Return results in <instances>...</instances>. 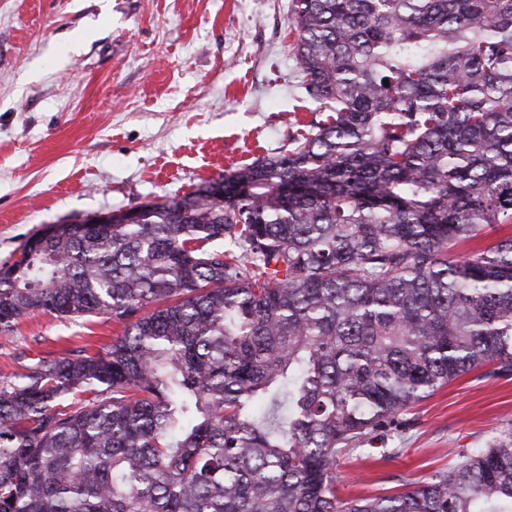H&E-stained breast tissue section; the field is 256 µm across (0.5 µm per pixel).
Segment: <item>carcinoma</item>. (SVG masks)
I'll return each mask as SVG.
<instances>
[{"mask_svg": "<svg viewBox=\"0 0 512 512\" xmlns=\"http://www.w3.org/2000/svg\"><path fill=\"white\" fill-rule=\"evenodd\" d=\"M319 117L139 220L0 265V333L108 315L103 353L0 385V512H512V431L414 489L336 461L490 364L512 373V0H293ZM389 84H384V80ZM511 231H512L511 225L502 224L493 229L488 227L481 233L480 238H478L474 241H471V242H466V243L460 244L455 249V252L457 254H465L471 250L491 246L494 243H496L499 239L510 234Z\"/></svg>", "mask_w": 512, "mask_h": 512, "instance_id": "1", "label": "carcinoma"}]
</instances>
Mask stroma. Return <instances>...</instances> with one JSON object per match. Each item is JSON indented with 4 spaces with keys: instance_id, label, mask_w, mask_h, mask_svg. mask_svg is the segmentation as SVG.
Returning <instances> with one entry per match:
<instances>
[{
    "instance_id": "35a3bbf8",
    "label": "stroma",
    "mask_w": 512,
    "mask_h": 512,
    "mask_svg": "<svg viewBox=\"0 0 512 512\" xmlns=\"http://www.w3.org/2000/svg\"><path fill=\"white\" fill-rule=\"evenodd\" d=\"M291 0H0V264L42 225L195 191L287 147L310 120ZM105 316L0 333V382L37 357L102 352ZM398 433L341 456L340 498L412 489L512 430V375L472 371Z\"/></svg>"
}]
</instances>
